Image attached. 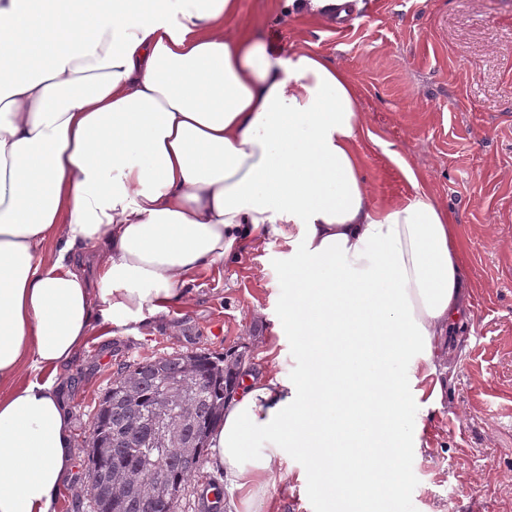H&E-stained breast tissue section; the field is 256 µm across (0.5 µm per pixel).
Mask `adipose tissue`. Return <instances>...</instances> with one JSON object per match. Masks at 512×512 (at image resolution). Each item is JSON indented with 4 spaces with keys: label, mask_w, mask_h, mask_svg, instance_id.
<instances>
[{
    "label": "adipose tissue",
    "mask_w": 512,
    "mask_h": 512,
    "mask_svg": "<svg viewBox=\"0 0 512 512\" xmlns=\"http://www.w3.org/2000/svg\"><path fill=\"white\" fill-rule=\"evenodd\" d=\"M238 13L0 0V512H53L74 465L57 374L89 338L169 312L266 230L291 365L244 377L211 432L226 512H270L287 448L344 512H397L409 491L468 295L455 226L423 192L374 208L346 72L266 49Z\"/></svg>",
    "instance_id": "obj_1"
}]
</instances>
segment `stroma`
Returning <instances> with one entry per match:
<instances>
[{
	"mask_svg": "<svg viewBox=\"0 0 512 512\" xmlns=\"http://www.w3.org/2000/svg\"><path fill=\"white\" fill-rule=\"evenodd\" d=\"M239 5V23L268 47L317 52L353 80L372 134L358 148L371 203L390 208L422 190L458 226L471 309L451 349L439 351L448 384L408 464L402 512H512V0H360L372 17L343 35L329 16L290 14L287 0ZM281 250L276 237L257 234L168 314L90 338L58 377L75 463L53 512H89L84 442L121 368L241 344L253 373L272 368L268 349L289 339L276 332L288 297ZM305 466L286 449L270 502L277 512H337L330 489L297 483Z\"/></svg>",
	"mask_w": 512,
	"mask_h": 512,
	"instance_id": "1",
	"label": "stroma"
}]
</instances>
